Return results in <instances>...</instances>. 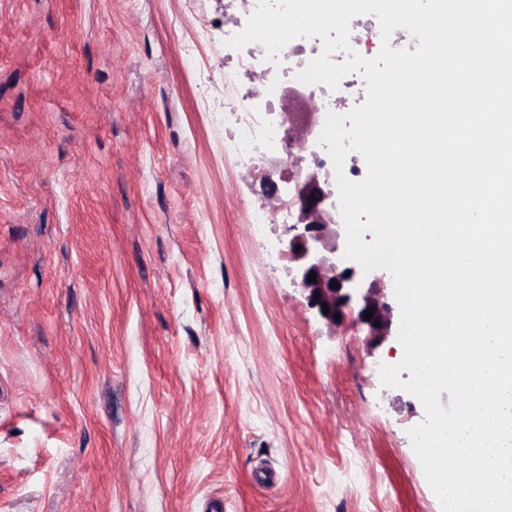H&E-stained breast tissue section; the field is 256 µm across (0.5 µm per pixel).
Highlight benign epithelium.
<instances>
[{"mask_svg": "<svg viewBox=\"0 0 512 512\" xmlns=\"http://www.w3.org/2000/svg\"><path fill=\"white\" fill-rule=\"evenodd\" d=\"M288 99L297 104L296 111L286 112L288 149L298 147L307 152L309 164L305 170L298 167L289 172L284 186L265 188L262 197L281 191L292 203L294 222L286 225L280 245L295 263L293 282L309 309L331 330L352 319L366 331L367 343L375 348L398 331L394 327L397 309L387 293V274L377 269L366 273L359 263L344 257L346 229L339 196L317 161L316 128L321 113L316 103L306 101L295 89L288 90ZM312 272L316 274L314 282L308 281ZM334 281L338 282L336 288L331 287ZM368 309L374 310V315L366 320Z\"/></svg>", "mask_w": 512, "mask_h": 512, "instance_id": "obj_1", "label": "benign epithelium"}]
</instances>
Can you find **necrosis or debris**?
<instances>
[{"mask_svg":"<svg viewBox=\"0 0 512 512\" xmlns=\"http://www.w3.org/2000/svg\"><path fill=\"white\" fill-rule=\"evenodd\" d=\"M258 43L240 48L225 47V57L232 66L225 68L224 84V155L228 158L252 156L259 149L270 147L282 135L272 119L282 110V92L302 86L312 96L320 112L341 114L350 96V89L362 83L360 74L346 75L337 89L322 84L300 85L297 74L323 51L320 38H297L287 43L275 62L257 53ZM249 78L248 88H241L242 78Z\"/></svg>","mask_w":512,"mask_h":512,"instance_id":"necrosis-or-debris-1","label":"necrosis or debris"}]
</instances>
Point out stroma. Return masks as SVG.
I'll list each match as a JSON object with an SVG mask.
<instances>
[{"label": "stroma", "mask_w": 512, "mask_h": 512, "mask_svg": "<svg viewBox=\"0 0 512 512\" xmlns=\"http://www.w3.org/2000/svg\"><path fill=\"white\" fill-rule=\"evenodd\" d=\"M224 0H0V512H442L412 394L228 169ZM212 34L204 77L180 62Z\"/></svg>", "instance_id": "35a3bbf8"}]
</instances>
